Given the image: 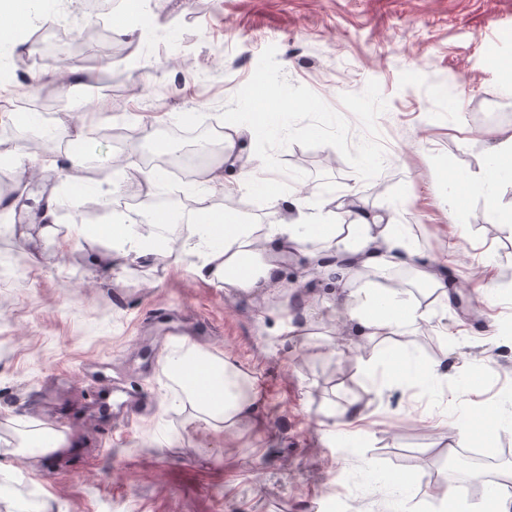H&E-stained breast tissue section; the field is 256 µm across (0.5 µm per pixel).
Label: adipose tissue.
Returning <instances> with one entry per match:
<instances>
[{
	"label": "adipose tissue",
	"instance_id": "ef3b65f1",
	"mask_svg": "<svg viewBox=\"0 0 512 512\" xmlns=\"http://www.w3.org/2000/svg\"><path fill=\"white\" fill-rule=\"evenodd\" d=\"M290 208L296 217L289 223L283 220L280 199L275 195L270 198V220L265 224H228L221 214L204 213L187 225L178 249L198 278L220 285L225 293L249 296L271 287L279 277L278 265L267 259L269 248L296 254L320 243L334 249L345 273L365 277L390 267H412L416 279L435 292L436 303L447 306L444 279L435 271L415 266L413 246L393 219L362 210L354 223L341 228L328 224L323 210L309 205L305 198L291 199ZM139 225L121 224L113 230L104 256L106 269L123 270L137 261L164 259L163 251L147 245ZM329 306L338 310L340 319L357 324L368 343L429 318L428 310L415 304L406 290L395 284L350 288L344 296L332 299ZM197 358L206 361L207 386L200 389L183 385L179 397L191 422L228 434L261 423L262 402L255 378L229 358L189 346L185 363ZM61 446V438L51 428L30 421L15 429L0 448L8 454L32 458L60 451Z\"/></svg>",
	"mask_w": 512,
	"mask_h": 512
}]
</instances>
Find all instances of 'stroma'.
<instances>
[{"instance_id": "35a3bbf8", "label": "stroma", "mask_w": 512, "mask_h": 512, "mask_svg": "<svg viewBox=\"0 0 512 512\" xmlns=\"http://www.w3.org/2000/svg\"><path fill=\"white\" fill-rule=\"evenodd\" d=\"M103 21L107 49L83 54L75 81H55V64L42 58L22 74L43 76L104 136L76 138L52 113L57 141L34 153L36 176L0 165V257L13 267L0 281V437L35 418L71 443L36 460L0 454V480L13 486L0 512L32 493L53 512H437L438 488L456 481L468 488L464 512H482L488 491L512 495V482L499 479L501 465L512 467V177L483 187L493 133L512 128V81L501 71L512 63V0H119ZM271 45L287 80L335 111L341 94L379 83L387 109L377 119V177L361 179L330 146L292 144L277 156L305 174L291 195L315 191L331 223H352L357 209L394 215L419 256L459 281L438 313L445 331L421 324L358 360L348 351L354 328L330 335L325 307L358 280L326 283L297 255L279 257L276 292L254 297H228L173 256L107 273L101 227L142 198L134 169L163 146L190 147L147 141L142 127H217ZM117 69L144 86L119 112L104 83ZM126 122L133 134L119 148L107 131ZM72 142L95 165L123 156L118 194L68 196L51 161ZM48 194L57 223L86 228L60 247L31 235ZM344 197L350 206H338ZM491 199L502 222L487 218ZM207 202L231 224L266 221L267 206L242 190L214 188ZM161 308L180 317L188 342L253 372L263 426L227 438L168 409L175 390L165 364L177 349L159 341ZM292 311L304 335L286 331ZM395 353L403 371L441 361L448 371L389 383ZM475 376L478 391L461 396ZM115 379L150 399L126 427L113 424ZM353 404L362 410L357 436L323 432L322 421ZM467 408L493 426L488 441L453 444ZM472 455L488 468L461 477L441 468ZM395 472L411 484L392 490Z\"/></svg>"}]
</instances>
